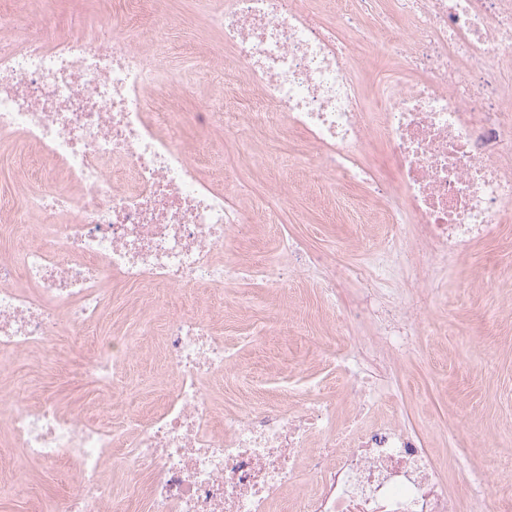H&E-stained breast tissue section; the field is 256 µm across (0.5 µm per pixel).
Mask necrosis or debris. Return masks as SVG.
Returning a JSON list of instances; mask_svg holds the SVG:
<instances>
[{"mask_svg": "<svg viewBox=\"0 0 512 512\" xmlns=\"http://www.w3.org/2000/svg\"><path fill=\"white\" fill-rule=\"evenodd\" d=\"M206 2L229 69L259 93L249 111L225 113V133L302 132L326 179L369 186L415 224L434 264L458 260L512 220V0H397L396 22L368 31L351 14L323 23L308 0ZM15 31L0 47V136L38 143L67 182L29 197L35 237L0 255V364L94 324L109 300L104 281L173 292L223 282L235 271L232 244L255 221L163 135L171 115L151 108L152 91L186 86L158 74L128 13L67 37L37 22ZM349 34L371 55L404 56L416 79L366 106ZM376 129L395 181H381L365 159ZM163 334L179 384L147 424L131 417L116 434L34 393L21 407L0 402L20 458L70 464L72 488L50 512H125L101 479L117 441L121 465L151 476L149 512H273L306 468L319 490L292 512H459L430 449L402 423L330 433L334 408L309 405L217 415L207 387L230 364L223 337L182 316ZM132 353L112 338L90 377L109 387ZM322 433L310 457L309 441Z\"/></svg>", "mask_w": 512, "mask_h": 512, "instance_id": "obj_1", "label": "necrosis or debris"}]
</instances>
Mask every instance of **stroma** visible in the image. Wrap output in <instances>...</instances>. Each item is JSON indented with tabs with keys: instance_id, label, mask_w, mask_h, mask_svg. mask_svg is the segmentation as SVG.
<instances>
[{
	"instance_id": "stroma-1",
	"label": "stroma",
	"mask_w": 512,
	"mask_h": 512,
	"mask_svg": "<svg viewBox=\"0 0 512 512\" xmlns=\"http://www.w3.org/2000/svg\"><path fill=\"white\" fill-rule=\"evenodd\" d=\"M126 0H0V10L37 13L54 33L89 31L102 16L119 14ZM139 34L142 44L164 42L159 68L181 73L186 94H163L160 109L178 115L179 144L202 164L204 176H230L239 207L275 208V223L251 225L235 241L229 259L233 276L218 288H195L157 298L145 306V288L107 284L111 302L97 325L62 333L41 360L21 359L0 367V395L25 401L34 386L41 398L102 424L126 416L145 420L159 411L175 383L163 338L143 333L145 322L160 326L172 315L209 317L233 354L228 373L208 393L223 412L258 404L332 405L337 424L353 410L348 399L352 367L367 368L382 393L366 422L398 419L412 428L450 470V490L467 512H482L494 496L499 512H512V222L498 236L478 242L443 272L432 270L418 251L413 225L395 223L367 186H330L314 167L315 151L299 132L248 130L224 133L223 122L199 126L194 112L209 106L245 108L242 90L224 81L213 65L224 57V35L212 26L203 0H151ZM394 54L360 59L353 74L362 97L373 102L380 89L405 74ZM264 162H257V155ZM64 181L60 170L45 172L41 147L22 135L0 139V254L17 242L11 224L24 213V199L38 191L45 175ZM333 259L342 269L367 264L387 247L397 253V273L371 288L324 275L289 277L285 287L266 288L252 268L276 260L284 239ZM429 304L430 311L408 330L409 346L393 355L387 334L396 320L390 302ZM114 336L138 340L115 387L100 388L85 374L94 342ZM316 384L314 393L294 387ZM114 497L129 512H146L148 474L130 475L114 462L104 465ZM69 483L64 469L21 461L0 447V512H42Z\"/></svg>"
}]
</instances>
